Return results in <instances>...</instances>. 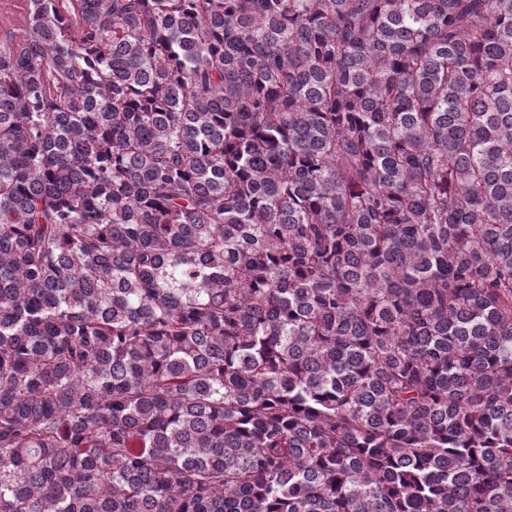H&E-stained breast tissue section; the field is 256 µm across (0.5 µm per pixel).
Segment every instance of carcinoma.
I'll return each instance as SVG.
<instances>
[{
	"label": "carcinoma",
	"mask_w": 512,
	"mask_h": 512,
	"mask_svg": "<svg viewBox=\"0 0 512 512\" xmlns=\"http://www.w3.org/2000/svg\"><path fill=\"white\" fill-rule=\"evenodd\" d=\"M27 4L0 512H512V0Z\"/></svg>",
	"instance_id": "cac0c4a2"
}]
</instances>
